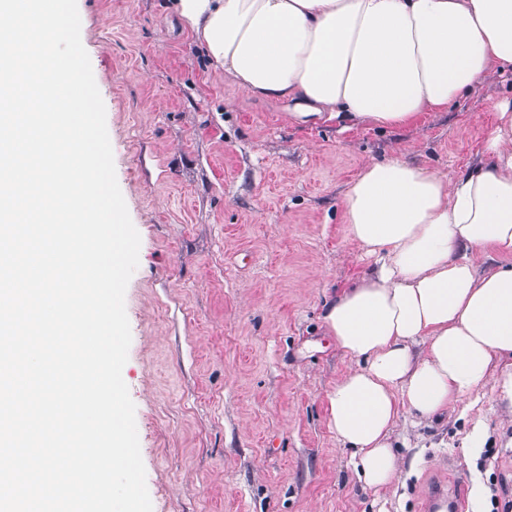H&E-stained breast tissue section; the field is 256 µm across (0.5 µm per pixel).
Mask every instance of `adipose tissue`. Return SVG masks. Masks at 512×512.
I'll use <instances>...</instances> for the list:
<instances>
[{
    "instance_id": "obj_1",
    "label": "adipose tissue",
    "mask_w": 512,
    "mask_h": 512,
    "mask_svg": "<svg viewBox=\"0 0 512 512\" xmlns=\"http://www.w3.org/2000/svg\"><path fill=\"white\" fill-rule=\"evenodd\" d=\"M203 54L243 93L298 122L402 127L512 69V0H172ZM480 164L451 176L398 156L368 161L341 201L376 268L325 308L356 365L329 396L330 426L360 482L400 467V410L447 413L494 378L512 416V102ZM499 257L477 272L472 254Z\"/></svg>"
}]
</instances>
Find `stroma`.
<instances>
[{"instance_id": "stroma-1", "label": "stroma", "mask_w": 512, "mask_h": 512, "mask_svg": "<svg viewBox=\"0 0 512 512\" xmlns=\"http://www.w3.org/2000/svg\"><path fill=\"white\" fill-rule=\"evenodd\" d=\"M77 8L140 235L122 374L153 512H424L436 484L464 486L470 512L512 500V420L490 379L440 418L401 412L398 473L357 482L329 415L354 362L323 319L372 267L341 219L347 183L393 154L468 172L512 72L418 126L341 131L239 91L168 0Z\"/></svg>"}]
</instances>
